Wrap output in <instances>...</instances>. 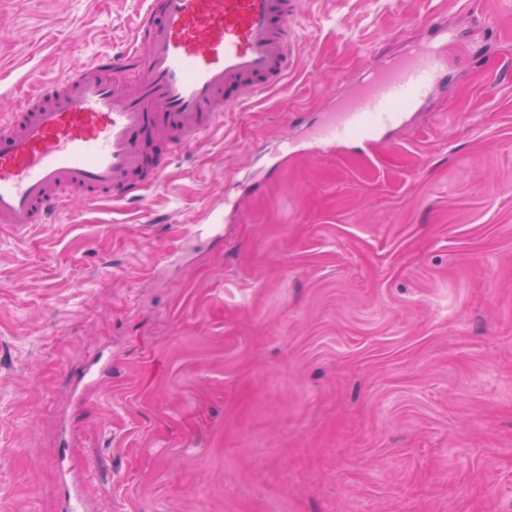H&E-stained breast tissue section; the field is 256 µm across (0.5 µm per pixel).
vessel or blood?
I'll return each instance as SVG.
<instances>
[{"instance_id": "vessel-or-blood-1", "label": "vessel or blood", "mask_w": 512, "mask_h": 512, "mask_svg": "<svg viewBox=\"0 0 512 512\" xmlns=\"http://www.w3.org/2000/svg\"><path fill=\"white\" fill-rule=\"evenodd\" d=\"M292 0H144L126 48L99 55L0 120V232L49 223L74 198L121 199L223 125L244 97L282 85L294 52ZM445 68L438 44L369 68L314 129L327 148L401 125ZM112 377L100 358L74 394Z\"/></svg>"}]
</instances>
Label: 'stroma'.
I'll return each mask as SVG.
<instances>
[{
	"label": "stroma",
	"instance_id": "obj_1",
	"mask_svg": "<svg viewBox=\"0 0 512 512\" xmlns=\"http://www.w3.org/2000/svg\"><path fill=\"white\" fill-rule=\"evenodd\" d=\"M141 8L0 0V114ZM294 8L287 82L143 197L0 236V512H58L66 429L92 512H512V0ZM434 15L455 37L403 126L304 139ZM112 377V357L99 358L75 375L74 395L79 399L87 397V386L94 385L98 388Z\"/></svg>",
	"mask_w": 512,
	"mask_h": 512
}]
</instances>
